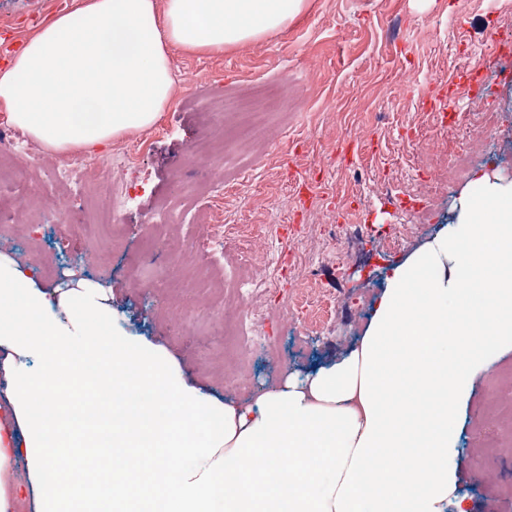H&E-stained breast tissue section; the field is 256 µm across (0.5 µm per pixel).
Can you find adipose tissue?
<instances>
[{"mask_svg":"<svg viewBox=\"0 0 512 512\" xmlns=\"http://www.w3.org/2000/svg\"><path fill=\"white\" fill-rule=\"evenodd\" d=\"M306 0H80L0 68V113L48 152L153 127L175 87L168 48L220 52L287 28ZM439 232L394 266L336 361L245 398L187 383L164 350L112 333L110 305L35 288L0 261V512H83L60 448H162L153 512H472L456 465L461 406L512 349V181L482 176ZM114 424L78 427L57 392Z\"/></svg>","mask_w":512,"mask_h":512,"instance_id":"adipose-tissue-1","label":"adipose tissue"}]
</instances>
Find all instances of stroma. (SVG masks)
Instances as JSON below:
<instances>
[{
  "label": "stroma",
  "instance_id": "stroma-1",
  "mask_svg": "<svg viewBox=\"0 0 512 512\" xmlns=\"http://www.w3.org/2000/svg\"><path fill=\"white\" fill-rule=\"evenodd\" d=\"M78 0H0V67L23 41ZM512 33V0H309L288 28L221 54L175 50L174 99L149 130L86 153L98 178L58 183V155L0 153V182L21 181L0 210V256L38 268L51 292L72 263L80 283L112 306L114 332L165 349L188 383L218 397L249 396L254 383L286 371L306 372L335 360L368 324L390 268L423 241L453 225L459 201L482 174L512 181V83L484 65L489 29ZM480 67V100L456 97L442 121L423 88L451 71ZM197 77L185 85L186 74ZM485 109L496 144L472 143L467 115ZM127 176L129 200L111 223L101 189ZM223 180L224 193L207 194ZM179 206L177 222L158 223V206ZM216 207L223 235L263 237L260 306L275 307L296 288L295 316L264 321L276 340L252 358L251 383L224 357L223 258L202 264L206 299L163 288L182 271L184 247L217 229L197 221ZM288 225L290 235L278 228ZM66 238L67 256L53 248ZM296 252L295 272L281 267ZM187 306L194 328L172 331L168 307ZM512 391V351L475 386L463 407L457 457L460 486L472 512H512V445L499 444L512 418L489 408L492 391ZM493 458L496 480L477 470Z\"/></svg>",
  "mask_w": 512,
  "mask_h": 512
}]
</instances>
